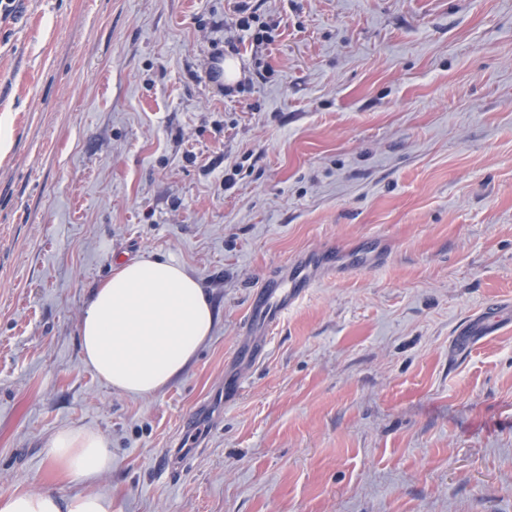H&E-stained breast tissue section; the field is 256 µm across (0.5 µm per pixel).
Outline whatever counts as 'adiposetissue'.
<instances>
[{"label": "adipose tissue", "mask_w": 512, "mask_h": 512, "mask_svg": "<svg viewBox=\"0 0 512 512\" xmlns=\"http://www.w3.org/2000/svg\"><path fill=\"white\" fill-rule=\"evenodd\" d=\"M220 318L185 267L147 256L116 265L88 300L79 327L85 363L106 385L132 396L156 392L183 374ZM53 468L85 483L65 496L51 489L0 493V512H112L110 495L94 490L112 468L98 431L64 427L48 441Z\"/></svg>", "instance_id": "adipose-tissue-1"}]
</instances>
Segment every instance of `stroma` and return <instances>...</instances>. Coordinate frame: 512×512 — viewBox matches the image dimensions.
<instances>
[{"label": "stroma", "instance_id": "obj_1", "mask_svg": "<svg viewBox=\"0 0 512 512\" xmlns=\"http://www.w3.org/2000/svg\"><path fill=\"white\" fill-rule=\"evenodd\" d=\"M251 5L273 42L231 0L0 12V493L79 492L47 459L70 426L108 439L113 512H512V321L455 345L512 312V0ZM228 40L232 87L209 76ZM368 243L375 267L314 265ZM118 251L221 313L143 397L79 342ZM293 262L308 287L251 330ZM235 24L238 29L244 32V36L251 38L252 42L258 45L271 43L274 39L268 35L270 27L260 22V15L257 9L246 5H237L235 9ZM309 276V265L294 263L268 278L252 303L251 324L268 334L281 321L288 305L299 295Z\"/></svg>", "mask_w": 512, "mask_h": 512}]
</instances>
